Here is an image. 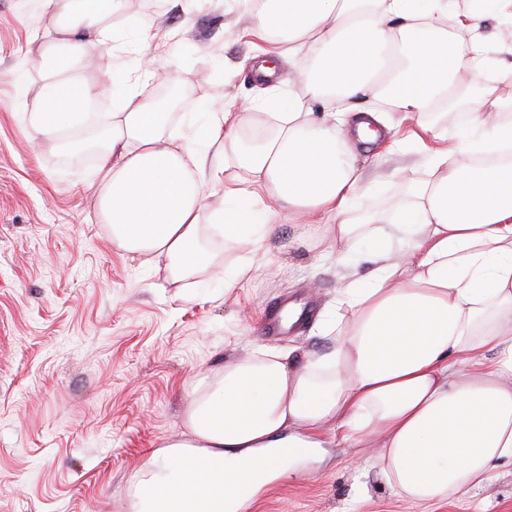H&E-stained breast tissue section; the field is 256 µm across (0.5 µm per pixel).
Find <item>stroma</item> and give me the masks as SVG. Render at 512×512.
Returning <instances> with one entry per match:
<instances>
[{
    "instance_id": "stroma-1",
    "label": "stroma",
    "mask_w": 512,
    "mask_h": 512,
    "mask_svg": "<svg viewBox=\"0 0 512 512\" xmlns=\"http://www.w3.org/2000/svg\"><path fill=\"white\" fill-rule=\"evenodd\" d=\"M130 16L174 33L158 63L187 89L176 123H202V95L218 106L257 96L241 70L256 48L235 0H198L188 17L178 0H124L113 27ZM48 25L42 0H0V512H132L151 454L181 439L200 377L259 346L298 358L324 351L338 283L318 249H289L277 232L267 264L230 299L223 272L241 252L213 226L205 234L215 265L186 288L115 248L92 163L41 142L15 93L17 79L33 92L44 81L33 37ZM228 71L235 80L225 81ZM362 173L380 191L361 208L386 215L429 177L408 150L366 160ZM286 296L313 301L314 319L260 336L263 313ZM368 454L327 444L319 461L270 484L255 512H512L511 466L464 497L420 505L364 473Z\"/></svg>"
}]
</instances>
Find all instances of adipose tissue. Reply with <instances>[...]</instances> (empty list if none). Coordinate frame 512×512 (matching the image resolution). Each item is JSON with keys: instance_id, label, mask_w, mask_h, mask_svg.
I'll return each instance as SVG.
<instances>
[{"instance_id": "ef3b65f1", "label": "adipose tissue", "mask_w": 512, "mask_h": 512, "mask_svg": "<svg viewBox=\"0 0 512 512\" xmlns=\"http://www.w3.org/2000/svg\"><path fill=\"white\" fill-rule=\"evenodd\" d=\"M53 34L39 57L49 73L28 121L56 144L105 81L62 80L113 39L115 0H44ZM265 49L254 57L255 100L214 108L193 133L174 131L156 99L141 95L155 34L127 19L141 46L106 115L92 179L112 243L148 255L171 280L207 267L203 211L246 255L224 276L233 294L266 257V234L283 215L307 216L298 245L333 233L321 257L335 266L334 345L296 361L258 347L207 374L185 414L182 440L164 447L140 479L134 512H251L261 458L283 477L289 445L321 447L331 435L369 448L366 472L395 496L433 504L467 495L512 465V119L473 100L462 128L432 122L456 73L481 71L486 14L512 23V0L462 12L457 0H237ZM466 29L459 46L449 22ZM295 78L281 91L282 75ZM425 142L432 177L382 223L355 203L371 193L361 151L393 152L400 131ZM377 248L363 258L360 246Z\"/></svg>"}]
</instances>
